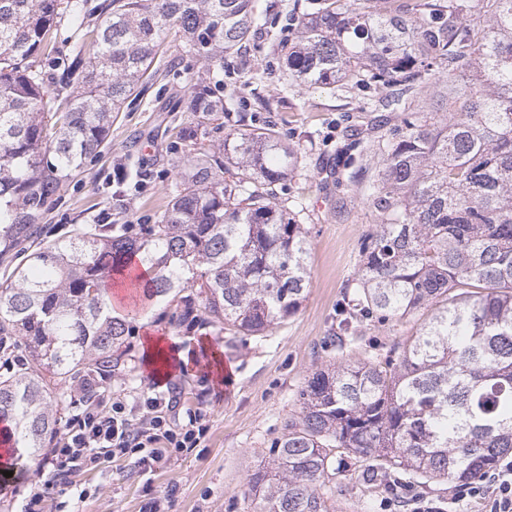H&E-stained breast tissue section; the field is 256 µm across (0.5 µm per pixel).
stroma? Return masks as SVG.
I'll use <instances>...</instances> for the list:
<instances>
[{
    "instance_id": "1",
    "label": "stroma",
    "mask_w": 512,
    "mask_h": 512,
    "mask_svg": "<svg viewBox=\"0 0 512 512\" xmlns=\"http://www.w3.org/2000/svg\"><path fill=\"white\" fill-rule=\"evenodd\" d=\"M102 2L86 0L84 25L61 20L55 47L37 58L46 80L71 64ZM305 3L253 0L258 24L251 39L220 62L186 53L181 38L169 36L147 84L124 103L100 152L38 219L41 242L95 228L102 212L141 233L174 198L190 152L219 150L233 128L273 127L301 153V172L276 186L289 204L304 207L298 220L307 232L311 280L300 309L267 335L232 345L209 326L173 327L172 309L164 304L142 317L128 369L113 376V388L150 383L145 338L173 337L188 363L171 367V380L192 389L193 405L207 411L209 439L156 472L149 494L129 459L78 476L63 497V512H145L154 496L168 497L169 512H260L248 479L288 418L298 415L296 395L312 373L386 353L414 336L426 317L421 311L391 328L359 322L344 349L328 343L361 261V243L380 222L367 196L381 160L363 154L362 143L389 134L402 115L386 107L388 93L380 88L351 81L307 88L289 79L281 47L293 40ZM203 80L223 86L224 110L197 127L190 125L187 107L194 85ZM118 165L125 171L121 184L112 180ZM216 357L232 368L227 381L205 376V365ZM326 497L329 512H409L388 504L381 486L369 482L358 465L338 473Z\"/></svg>"
}]
</instances>
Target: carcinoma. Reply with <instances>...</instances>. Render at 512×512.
I'll list each match as a JSON object with an SVG mask.
<instances>
[{
  "label": "carcinoma",
  "mask_w": 512,
  "mask_h": 512,
  "mask_svg": "<svg viewBox=\"0 0 512 512\" xmlns=\"http://www.w3.org/2000/svg\"><path fill=\"white\" fill-rule=\"evenodd\" d=\"M308 0L285 55L303 86L353 80L394 90L404 113L371 144L382 158L369 196L381 219L361 244L336 326L394 327L423 309L415 336L385 355L317 370L268 458L248 480L264 512H328L322 489L352 461L410 491L478 481L512 454V0ZM74 0H0V259L99 151L114 113L167 36L218 62L248 39L251 0H108L92 52L79 48L61 88L35 59ZM469 70L423 106L408 92L436 70ZM188 110L224 99L208 86ZM224 161L198 149L170 207L139 240L79 228L48 241L0 282V419L17 453L37 458L78 379L125 369L137 317L113 311V275L132 257L150 301L196 304L233 342L296 314L310 280L306 231L275 185L299 164L268 128L224 135Z\"/></svg>",
  "instance_id": "carcinoma-1"
}]
</instances>
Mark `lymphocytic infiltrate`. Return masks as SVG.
I'll return each instance as SVG.
<instances>
[{"label":"lymphocytic infiltrate","mask_w":512,"mask_h":512,"mask_svg":"<svg viewBox=\"0 0 512 512\" xmlns=\"http://www.w3.org/2000/svg\"><path fill=\"white\" fill-rule=\"evenodd\" d=\"M209 430L206 415L186 404L176 384L156 382L127 391L113 389L103 378L86 379L71 399L53 448L43 456L51 475L24 493L22 512H58L56 500L69 476L114 458H135L142 474L154 475L184 450L200 447ZM454 496L484 499L488 512H512V461L479 482L457 486Z\"/></svg>","instance_id":"1"}]
</instances>
